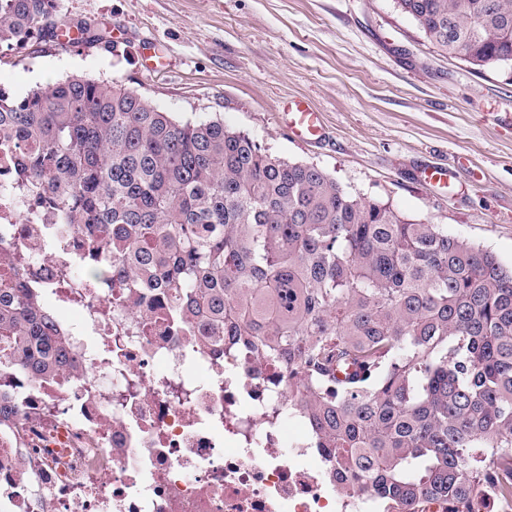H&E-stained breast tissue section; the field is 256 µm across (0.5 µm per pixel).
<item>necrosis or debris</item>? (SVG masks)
<instances>
[{"label":"necrosis or debris","instance_id":"necrosis-or-debris-1","mask_svg":"<svg viewBox=\"0 0 512 512\" xmlns=\"http://www.w3.org/2000/svg\"><path fill=\"white\" fill-rule=\"evenodd\" d=\"M0 147V261L29 258L78 372L19 385L0 430V512H373L336 493L280 362L202 349L170 302L135 315L120 288L83 278L72 225L13 179Z\"/></svg>","mask_w":512,"mask_h":512}]
</instances>
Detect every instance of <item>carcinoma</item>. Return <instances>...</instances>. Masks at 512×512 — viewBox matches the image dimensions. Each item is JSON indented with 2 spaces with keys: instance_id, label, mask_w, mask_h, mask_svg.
Wrapping results in <instances>:
<instances>
[{
  "instance_id": "obj_1",
  "label": "carcinoma",
  "mask_w": 512,
  "mask_h": 512,
  "mask_svg": "<svg viewBox=\"0 0 512 512\" xmlns=\"http://www.w3.org/2000/svg\"><path fill=\"white\" fill-rule=\"evenodd\" d=\"M438 51L512 73V0H395ZM59 40L56 0H0V48ZM14 177L123 297L173 295L201 346L288 367L336 492L379 512H512V269L439 224L353 195L219 120L178 121L145 94L69 75L0 90ZM27 273L0 279V375L43 381L79 357ZM0 381V427L16 420Z\"/></svg>"
}]
</instances>
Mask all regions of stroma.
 <instances>
[{"mask_svg":"<svg viewBox=\"0 0 512 512\" xmlns=\"http://www.w3.org/2000/svg\"><path fill=\"white\" fill-rule=\"evenodd\" d=\"M58 19L107 40L0 52L13 95L72 74L121 82L512 267V76L437 53L394 0H58ZM295 97L320 113L321 140L289 130ZM433 166L453 179L422 183Z\"/></svg>","mask_w":512,"mask_h":512,"instance_id":"stroma-1","label":"stroma"}]
</instances>
